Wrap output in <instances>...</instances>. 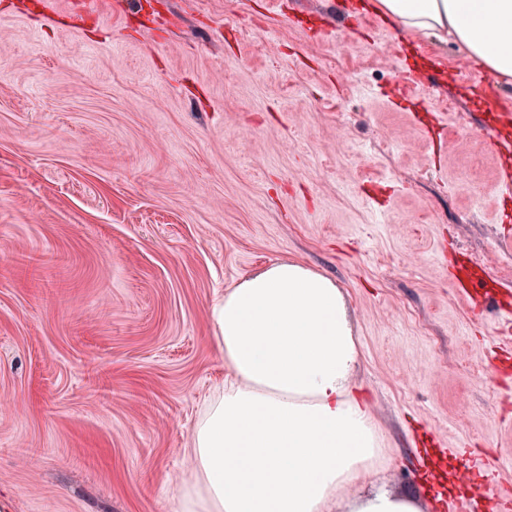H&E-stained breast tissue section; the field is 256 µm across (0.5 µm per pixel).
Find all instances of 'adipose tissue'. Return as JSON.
<instances>
[{"label":"adipose tissue","mask_w":512,"mask_h":512,"mask_svg":"<svg viewBox=\"0 0 512 512\" xmlns=\"http://www.w3.org/2000/svg\"><path fill=\"white\" fill-rule=\"evenodd\" d=\"M415 34L440 33L487 72L512 79V0H361ZM229 371L188 450L199 478L176 512H332L340 490L376 473L383 440L351 374L362 350L343 294L294 261L225 288L211 308ZM345 512H421L390 491L348 498Z\"/></svg>","instance_id":"ef3b65f1"}]
</instances>
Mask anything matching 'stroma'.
<instances>
[{"mask_svg":"<svg viewBox=\"0 0 512 512\" xmlns=\"http://www.w3.org/2000/svg\"><path fill=\"white\" fill-rule=\"evenodd\" d=\"M0 0V499L174 512L224 384L210 309L295 260L342 288L376 485L425 449L512 495V225L481 68L351 0ZM433 84L403 85L406 72Z\"/></svg>","mask_w":512,"mask_h":512,"instance_id":"35a3bbf8","label":"stroma"}]
</instances>
